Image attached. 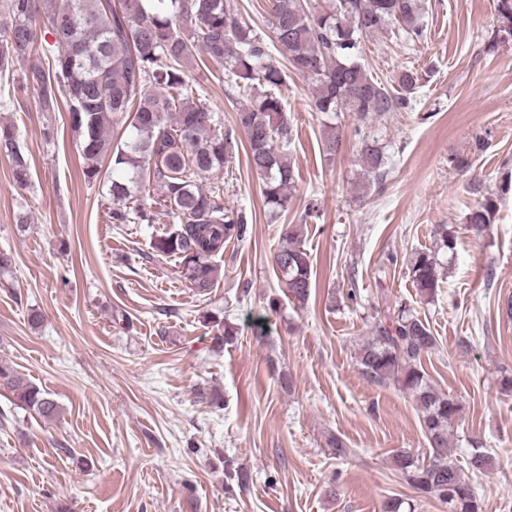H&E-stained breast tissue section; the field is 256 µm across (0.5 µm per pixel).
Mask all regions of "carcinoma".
<instances>
[{
  "instance_id": "carcinoma-1",
  "label": "carcinoma",
  "mask_w": 512,
  "mask_h": 512,
  "mask_svg": "<svg viewBox=\"0 0 512 512\" xmlns=\"http://www.w3.org/2000/svg\"><path fill=\"white\" fill-rule=\"evenodd\" d=\"M7 21L0 22V76L26 61L25 82L37 91L42 112H56L65 101L78 134L83 175L106 190L113 224H148L154 211L173 219L175 229L152 243L159 256L174 257L190 287H213L220 268L214 257L224 244L250 235L242 209L224 206V183L217 180L232 159V134L219 113L194 93L186 68L198 55L220 64L224 82L244 98L237 111L251 168L262 181L269 209L288 210L298 172L282 148L294 136L279 87L291 70L314 85V109L333 121L351 112L357 129L361 166L378 181L386 177L384 154L370 121L390 112L412 109L418 73L403 69L389 91L361 62L362 42L395 25L405 38L423 37L420 0H334L312 10L307 0H274L272 33L257 31L251 20L235 13L233 0H3ZM497 27L488 50L512 42V0H496ZM50 24L58 47L52 61L36 56L37 21ZM338 127L328 126L324 153L336 156ZM0 146L16 186L29 185L30 164L11 124H0ZM495 210L487 198L468 216L481 233ZM279 287L302 307L311 296L312 260L297 232L289 230L274 255ZM435 254L416 251L408 275L421 298L439 288ZM430 326L399 306L367 331L359 346L360 374L369 382L393 383L415 402L432 456L426 462L399 450L393 455L406 483L448 512H482L470 478L448 460V432L462 407L439 391L422 365L436 348ZM19 405L43 418L58 414L50 395L13 366L0 362V387Z\"/></svg>"
}]
</instances>
